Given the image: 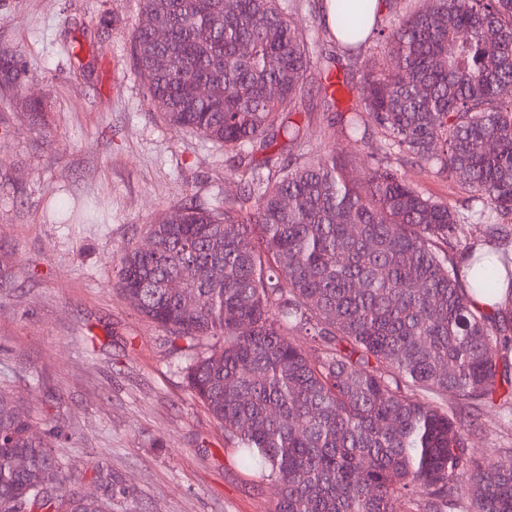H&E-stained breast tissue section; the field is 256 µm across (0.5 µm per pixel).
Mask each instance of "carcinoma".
<instances>
[{
    "label": "carcinoma",
    "mask_w": 512,
    "mask_h": 512,
    "mask_svg": "<svg viewBox=\"0 0 512 512\" xmlns=\"http://www.w3.org/2000/svg\"><path fill=\"white\" fill-rule=\"evenodd\" d=\"M336 10V42L394 59L333 117L349 139L381 135L359 183L337 149H301L296 104L335 106L350 75L315 70L286 0H142L131 48L147 97L232 152L244 190L149 225L152 251L122 254L118 290L184 344L225 447L278 488L272 512H512V468L477 456L462 419L512 406V317L472 305L497 276L480 257L474 275L455 265L457 213L390 165L407 154L477 193L492 236L512 221V0H427L387 27L371 0ZM18 72L0 58L1 85ZM67 439L0 389V512H111V470L101 497L66 486Z\"/></svg>",
    "instance_id": "1"
}]
</instances>
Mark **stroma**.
Returning a JSON list of instances; mask_svg holds the SVG:
<instances>
[{
  "label": "stroma",
  "mask_w": 512,
  "mask_h": 512,
  "mask_svg": "<svg viewBox=\"0 0 512 512\" xmlns=\"http://www.w3.org/2000/svg\"><path fill=\"white\" fill-rule=\"evenodd\" d=\"M141 6L0 0V51L21 55L16 86L0 90V258L15 266L0 286V387L36 417L63 418L71 481L95 493L97 466L111 468L125 489L114 512H269L276 487H254L187 388L180 351L115 288L119 257L167 209L242 191L225 152L147 103L131 51ZM307 119L310 148L340 143L351 175L377 152L379 137L342 140L321 107ZM391 163L459 214L455 260L486 242L512 249V230L487 240L474 193L421 175L410 157ZM470 445L512 464V411L484 410Z\"/></svg>",
  "instance_id": "obj_1"
}]
</instances>
